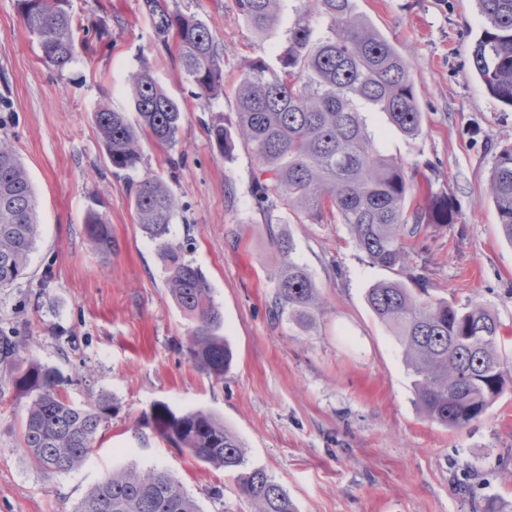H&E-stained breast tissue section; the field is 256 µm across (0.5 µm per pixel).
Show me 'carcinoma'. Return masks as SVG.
<instances>
[{
  "instance_id": "carcinoma-1",
  "label": "carcinoma",
  "mask_w": 512,
  "mask_h": 512,
  "mask_svg": "<svg viewBox=\"0 0 512 512\" xmlns=\"http://www.w3.org/2000/svg\"><path fill=\"white\" fill-rule=\"evenodd\" d=\"M25 27L40 48L39 59L61 71L76 56L78 34L71 0H17ZM239 15L259 35L276 29L282 0H235ZM287 45L278 68L262 58L246 61L239 75L235 130L216 123L207 136L228 154L238 135L255 154L254 200L271 214L284 208L313 223L331 217L347 226L371 264L406 267L426 224H453L451 198L435 197L429 212L408 204L413 186L405 165L384 154L369 131L362 108L371 105L408 137L423 131L410 62L356 10V0H294ZM485 27L471 56L488 92L512 108V0H478ZM157 41L175 46L183 69L210 99L223 93L220 45L199 18L146 0ZM324 22L312 38V18ZM135 118L102 105L96 124L113 173L137 169L141 138L172 147L184 112L162 88L148 62L127 80ZM136 222L155 241L165 261L167 286L191 320L186 358L215 381L224 380L233 350L224 316L203 273L181 258L169 239L178 203L164 181L146 176L128 184ZM490 193L503 236L512 243V144L495 151ZM39 224L29 176L10 144L0 139V288L26 272ZM84 232L91 248L112 253L110 223L87 212ZM283 256L275 273L274 303L289 319L306 325L319 305V291L294 261L291 236L272 235ZM374 316L401 347L412 377L414 404L429 421L459 430L485 416L512 381V354L500 319L480 304L460 307L446 299L417 297L404 282L378 281L366 292ZM22 342L0 336V362L16 361ZM60 373L32 362L14 378L28 398L22 424L23 453L46 475L80 468L97 434L112 416V399L99 394L77 406L62 391ZM157 436L197 460L236 473L241 497L253 512H296L282 486L248 465L241 440L213 414L175 412L160 402L150 417ZM74 512H201L196 500L163 469H114L95 484Z\"/></svg>"
}]
</instances>
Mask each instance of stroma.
Instances as JSON below:
<instances>
[{
	"mask_svg": "<svg viewBox=\"0 0 512 512\" xmlns=\"http://www.w3.org/2000/svg\"><path fill=\"white\" fill-rule=\"evenodd\" d=\"M166 2L215 32L224 50L219 98H198L177 52L156 41L143 0H72L90 31L60 72L40 61L17 0H0V137L29 173L40 222L25 276L0 288V329L26 345L17 368L57 369L69 401L104 393L113 407L81 468L44 475L20 449L27 401L14 389L17 368L0 365V512H73L105 474L133 464L167 470L201 512H252L234 473L147 426L158 402L223 420L297 512H512V384L467 428L426 420L394 336L365 300L372 284L395 278L419 295L482 304L512 330V243L488 190L495 149L512 143V108L471 67L483 30L476 0H358L409 60L424 113L416 137L373 110L368 128L404 162L417 205L445 192L457 212L455 223L429 225L395 271L370 264L345 225L264 213L252 196L250 147L235 139L226 157L208 139V126L235 124L232 86L244 59L275 63L293 0H283L267 39L240 19L235 0ZM144 59L185 114L174 147L143 141L134 176L161 178L178 201L170 238L205 274L234 349L220 382L180 350L189 321L97 132L100 105L130 111L127 79ZM90 208L112 226L110 256L96 255L83 233ZM275 231L292 237L295 260L319 290L321 306L304 327L274 313Z\"/></svg>",
	"mask_w": 512,
	"mask_h": 512,
	"instance_id": "stroma-1",
	"label": "stroma"
}]
</instances>
